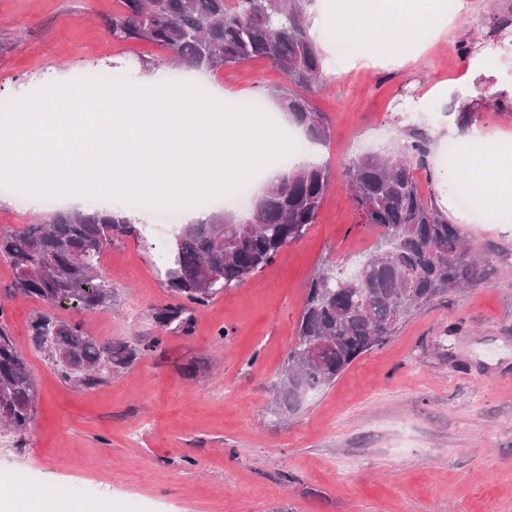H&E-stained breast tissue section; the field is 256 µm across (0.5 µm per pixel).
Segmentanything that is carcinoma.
<instances>
[{
    "instance_id": "cac0c4a2",
    "label": "carcinoma",
    "mask_w": 512,
    "mask_h": 512,
    "mask_svg": "<svg viewBox=\"0 0 512 512\" xmlns=\"http://www.w3.org/2000/svg\"><path fill=\"white\" fill-rule=\"evenodd\" d=\"M310 0H121V12L105 19L112 38L145 41L167 56L142 61L150 71L176 65L217 73L256 58L269 60L288 88L277 97L281 112L307 139L329 138L324 113L309 94L323 79L324 57L310 32ZM428 136L421 128L391 155H367L344 168L343 179L362 221L381 229V247L358 263L351 280L326 266L311 278L298 342L279 378L276 413H297L312 395L329 388L360 355L376 348L398 326L442 295L481 284L490 260L479 256L458 227L422 194L415 171L426 168ZM331 169L319 162L284 169L257 198L250 213L226 211L207 222L184 224L167 254L166 285L177 299L153 312L158 336L104 341L83 322L35 314L29 335L48 354L66 383L92 388L136 359L156 350L162 335L192 332L194 306L208 303L273 263L281 250L315 222L330 186ZM134 232L117 208L56 212L12 232H0V259L12 268L14 293L56 306L93 311L112 302V289L95 273L106 248ZM321 347L310 358L307 349ZM37 398L33 373L0 324V427L27 431Z\"/></svg>"
}]
</instances>
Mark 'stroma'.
Wrapping results in <instances>:
<instances>
[{"instance_id":"stroma-1","label":"stroma","mask_w":512,"mask_h":512,"mask_svg":"<svg viewBox=\"0 0 512 512\" xmlns=\"http://www.w3.org/2000/svg\"><path fill=\"white\" fill-rule=\"evenodd\" d=\"M457 29L417 62L368 65L370 37L330 39L332 56L312 102L330 124L314 152L332 178L314 224L274 263L227 287L194 313L192 335L162 347L93 389L64 383L30 343L41 302L8 292L0 260V323L38 384L25 434L0 432V487L49 486L94 512H512V223H484L465 195L468 173L444 161L442 119L419 122L412 106L434 104L436 82L461 75L463 34L492 40V10L512 0H468ZM120 0H0V100L49 86L59 71L117 64L126 81L148 43H119L102 24ZM208 81L229 102L276 103L281 72L258 58ZM430 133L423 192L447 195L468 217L460 231L488 256L484 283L434 300L381 347L356 359L294 415L275 416V384L295 343L312 275L366 257L378 228L361 223L344 167L397 150L410 126ZM121 237L100 264L112 303L93 311L53 308L103 340L157 335L155 308L173 302L161 253ZM225 339H218L219 330Z\"/></svg>"}]
</instances>
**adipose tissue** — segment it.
I'll list each match as a JSON object with an SVG mask.
<instances>
[{"mask_svg":"<svg viewBox=\"0 0 512 512\" xmlns=\"http://www.w3.org/2000/svg\"><path fill=\"white\" fill-rule=\"evenodd\" d=\"M346 39L368 32L374 37L377 66H402L418 60L423 50L418 44L422 30L432 29L442 37L447 27L456 26L457 17L448 13L446 0H327L316 17ZM498 57L499 66L512 69V42L488 46L469 54L463 76L448 85H436L435 94L455 97V113L443 120V131L468 148L469 189L489 205L512 206V160L503 151L512 140L492 135L477 122L458 123L456 114L467 108L477 94V83L486 82L490 91L485 110H512V82L492 79L485 67L486 56Z\"/></svg>","mask_w":512,"mask_h":512,"instance_id":"1","label":"adipose tissue"}]
</instances>
